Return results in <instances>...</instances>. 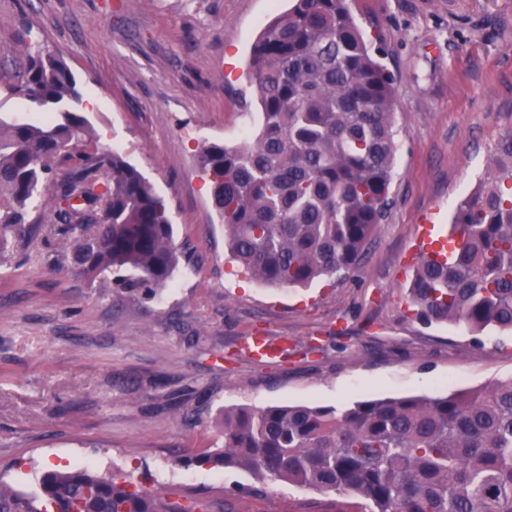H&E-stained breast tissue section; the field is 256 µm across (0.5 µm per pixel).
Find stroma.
Listing matches in <instances>:
<instances>
[{
    "label": "stroma",
    "mask_w": 512,
    "mask_h": 512,
    "mask_svg": "<svg viewBox=\"0 0 512 512\" xmlns=\"http://www.w3.org/2000/svg\"><path fill=\"white\" fill-rule=\"evenodd\" d=\"M289 6L0 0V66L20 62L33 35L64 55L95 141L165 200L180 255L153 301L75 278L61 266L66 242L45 229L0 259V478L15 489L88 465L222 512H363L355 494L274 480L253 494L250 472L190 458L223 447L215 419L231 407L438 397L512 379V332L425 326L407 301L421 219L448 223L512 134V0H352L395 77L394 204L345 281L275 288L230 262L197 154L256 131L244 72ZM255 335L285 352L252 360Z\"/></svg>",
    "instance_id": "35a3bbf8"
}]
</instances>
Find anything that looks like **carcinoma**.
I'll return each instance as SVG.
<instances>
[{"label": "carcinoma", "instance_id": "1", "mask_svg": "<svg viewBox=\"0 0 512 512\" xmlns=\"http://www.w3.org/2000/svg\"><path fill=\"white\" fill-rule=\"evenodd\" d=\"M261 125L244 147L197 155L227 250L272 287L347 278L389 215L399 150L394 77L349 0H292L249 62ZM0 89L44 114L0 116V253L38 225L67 240L64 262L91 282L153 300L178 258L164 199L117 151L86 143L81 93L63 54L30 42ZM452 260L417 262L409 308L424 323L512 330V135L456 206ZM224 448L192 458L320 492L369 512H512V380L438 398L351 406L224 410ZM0 512H193L89 467L51 470L34 493L0 481Z\"/></svg>", "mask_w": 512, "mask_h": 512}]
</instances>
